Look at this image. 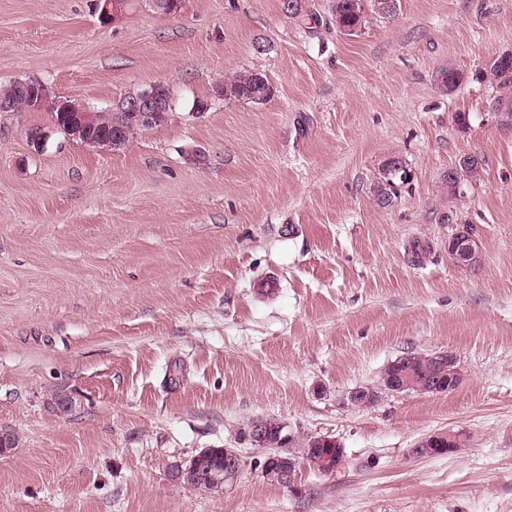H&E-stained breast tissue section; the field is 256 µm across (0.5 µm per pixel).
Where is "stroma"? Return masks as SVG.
<instances>
[{
    "label": "stroma",
    "mask_w": 512,
    "mask_h": 512,
    "mask_svg": "<svg viewBox=\"0 0 512 512\" xmlns=\"http://www.w3.org/2000/svg\"><path fill=\"white\" fill-rule=\"evenodd\" d=\"M301 5L129 0L104 21L96 0H0V88L104 110L160 83L174 106L116 149L0 112V512H512V126L474 78L512 51V0H398L353 36L331 0ZM449 65L464 80L445 95ZM245 70L269 101L214 98ZM466 153L482 176L452 201ZM392 156L412 179L382 208ZM466 225L472 270L448 256ZM432 352L455 357L453 391L350 402ZM266 418L336 440L342 466L265 481L247 428ZM442 429L458 448L416 454ZM204 448L243 453L223 490L171 475ZM482 169V160L478 155L467 153L460 156L457 164L449 168L448 173L443 176L448 198L456 199L463 195L465 186L480 180ZM407 167V163L398 156H392L386 159L381 168V178L377 182L374 196L378 206L386 208L392 205L394 197V188L400 179L399 167ZM393 196V197H392Z\"/></svg>",
    "instance_id": "obj_1"
}]
</instances>
